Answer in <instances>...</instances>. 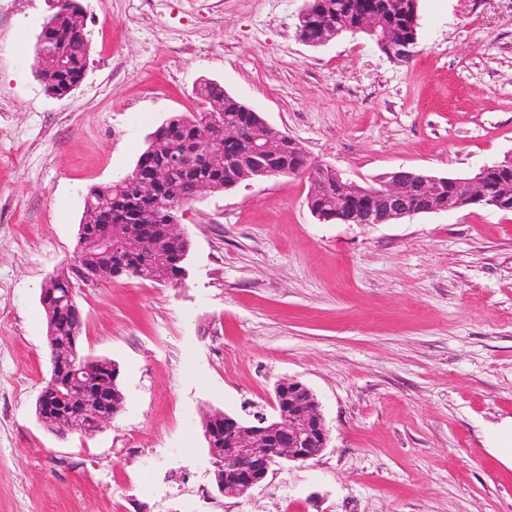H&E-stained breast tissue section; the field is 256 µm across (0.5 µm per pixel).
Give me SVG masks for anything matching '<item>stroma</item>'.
Masks as SVG:
<instances>
[{
    "label": "stroma",
    "instance_id": "1",
    "mask_svg": "<svg viewBox=\"0 0 512 512\" xmlns=\"http://www.w3.org/2000/svg\"><path fill=\"white\" fill-rule=\"evenodd\" d=\"M0 15V512H512L495 449L512 424V214L319 222L302 176L185 207L181 283L77 288L83 351L118 364L123 405L91 436L35 415L48 380L41 286L73 255L83 197L132 171L200 81L311 160L374 182L466 176L512 152V0H419L418 46L297 37L306 0H77L74 93L35 75L56 0ZM292 378L330 432L242 498L214 494L202 420L270 411Z\"/></svg>",
    "mask_w": 512,
    "mask_h": 512
}]
</instances>
